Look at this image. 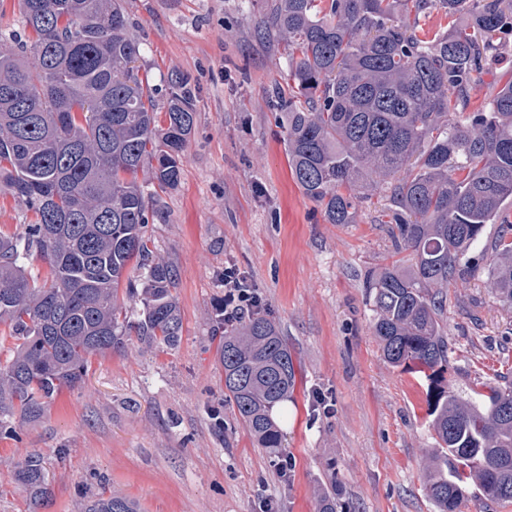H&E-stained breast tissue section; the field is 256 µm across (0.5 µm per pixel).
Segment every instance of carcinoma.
<instances>
[{"instance_id": "cac0c4a2", "label": "carcinoma", "mask_w": 512, "mask_h": 512, "mask_svg": "<svg viewBox=\"0 0 512 512\" xmlns=\"http://www.w3.org/2000/svg\"><path fill=\"white\" fill-rule=\"evenodd\" d=\"M408 4L458 23L420 40L398 16ZM18 9L35 37L18 53L0 47V191L35 221L21 243L0 234V344L13 341L0 359L1 436L41 420L62 388L82 383L91 356L180 343L177 273L147 226L156 190L181 182L196 123L183 72L168 74L158 110L121 0H18ZM256 24L288 49L291 96L276 121L305 197L329 224L353 223L371 192L393 207L394 246L408 265L369 283L373 333L387 363L427 382V498L435 512L512 503V382L461 395L448 379L444 323L448 288L471 276L467 254L481 242L491 288L512 307V221L503 216L512 206V82L486 111H466L482 61L512 32V0H271ZM34 255L48 268L41 284L27 266ZM215 337L240 424L278 455L273 409L296 383L286 339L265 316L224 323L222 303ZM16 480L35 507L47 505L42 456L28 455ZM83 512L138 506L102 492ZM317 512H337L336 483L320 490Z\"/></svg>"}]
</instances>
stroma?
Listing matches in <instances>:
<instances>
[{
	"label": "stroma",
	"mask_w": 512,
	"mask_h": 512,
	"mask_svg": "<svg viewBox=\"0 0 512 512\" xmlns=\"http://www.w3.org/2000/svg\"><path fill=\"white\" fill-rule=\"evenodd\" d=\"M265 0H123L141 49V74L160 84L188 74L195 131L180 186L162 193L149 228L178 273L183 332L168 351L129 347L92 356L80 386L44 418L0 437V512H32L17 462L40 454L52 502L81 512L98 492L142 512H316L335 481L340 512H433L425 495L427 382L390 366L373 334L370 278L396 261L381 194L361 199L353 223L330 224L295 184L271 100L287 66L255 18ZM512 81V35L486 60L470 111ZM446 300L450 378L466 392L512 377V308L491 290L486 259ZM256 288L263 314L288 341L295 391L280 423L288 476L258 448L224 396L211 339L224 268Z\"/></svg>",
	"instance_id": "stroma-1"
}]
</instances>
